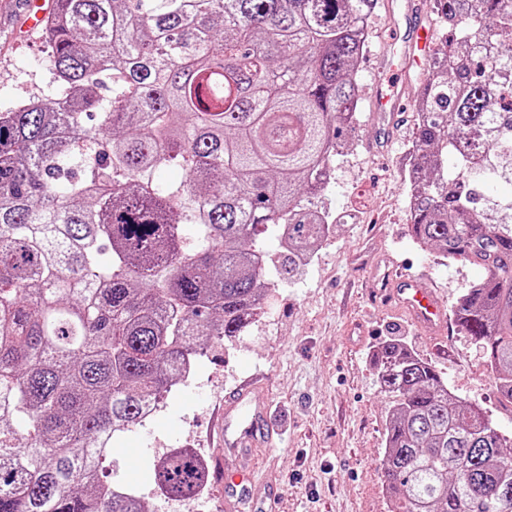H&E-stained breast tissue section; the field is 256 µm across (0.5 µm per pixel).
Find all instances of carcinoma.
<instances>
[{
    "instance_id": "carcinoma-1",
    "label": "carcinoma",
    "mask_w": 512,
    "mask_h": 512,
    "mask_svg": "<svg viewBox=\"0 0 512 512\" xmlns=\"http://www.w3.org/2000/svg\"><path fill=\"white\" fill-rule=\"evenodd\" d=\"M377 5L53 0L51 99L0 112V512H142L99 466L178 365L244 332L322 243ZM428 8L440 44L415 99L411 232L482 269L451 314L512 402V196L470 182L512 186V0ZM172 164L178 185L156 178ZM376 355L396 398L390 512H512V440L401 341ZM151 480L191 499L208 474L176 448Z\"/></svg>"
}]
</instances>
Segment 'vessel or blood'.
Returning a JSON list of instances; mask_svg holds the SVG:
<instances>
[{
  "mask_svg": "<svg viewBox=\"0 0 512 512\" xmlns=\"http://www.w3.org/2000/svg\"><path fill=\"white\" fill-rule=\"evenodd\" d=\"M423 14V0H405L402 13L405 33L395 50L396 71L405 73L414 67L421 68L430 60L432 31L423 23ZM401 98V89L377 90L373 110L380 118H394ZM387 296L420 331L443 334L447 321L444 304L435 289L419 278L412 275L393 278ZM221 439L227 451L220 472L226 512H238L242 504L253 505L259 497L271 496L268 482L255 480L247 459L251 448L271 444L274 439V432L267 424V410L253 387H239L226 398Z\"/></svg>",
  "mask_w": 512,
  "mask_h": 512,
  "instance_id": "obj_1",
  "label": "vessel or blood"
}]
</instances>
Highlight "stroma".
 I'll return each instance as SVG.
<instances>
[{
  "label": "stroma",
  "mask_w": 512,
  "mask_h": 512,
  "mask_svg": "<svg viewBox=\"0 0 512 512\" xmlns=\"http://www.w3.org/2000/svg\"><path fill=\"white\" fill-rule=\"evenodd\" d=\"M399 2L379 0L369 19L359 65L362 98L374 86L396 81L382 64L399 36L393 22ZM51 81L47 47L40 33L26 27L20 0H0V111L47 95ZM415 124L410 90L393 131H385L372 112H362L345 134L348 147L328 188L337 211L355 204L358 189H366L360 219L339 225L310 267L279 282L264 319L199 355L196 374L173 387L163 412L125 433L123 452L103 462L102 476L132 482L147 512H225L218 481L198 499L170 504L144 469L159 446L193 448L217 464L224 455L217 432L224 396L250 382L267 402L277 439L276 446L251 452L256 471L272 483L273 512H388L383 459L394 400L382 389L373 358L389 339L432 363L449 392L512 436V404L499 396L469 337L451 327L443 350H435L405 314L373 302L383 279L400 271L428 278L450 303L482 275L480 268L450 262L412 238L404 160Z\"/></svg>",
  "instance_id": "35a3bbf8"
}]
</instances>
